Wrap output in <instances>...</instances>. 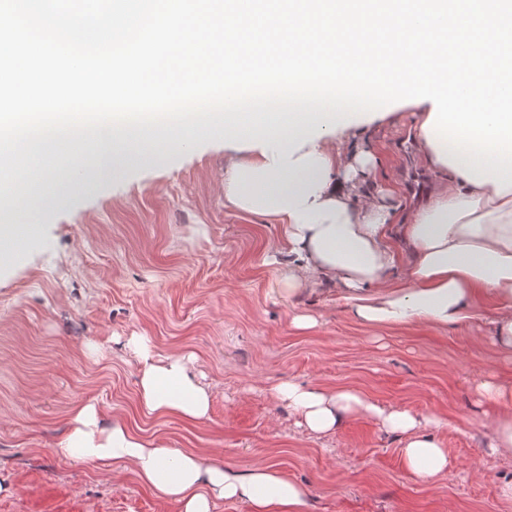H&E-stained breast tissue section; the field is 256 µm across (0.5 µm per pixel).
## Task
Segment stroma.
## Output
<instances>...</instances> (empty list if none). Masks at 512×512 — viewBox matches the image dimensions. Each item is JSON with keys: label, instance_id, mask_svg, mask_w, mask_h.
Here are the masks:
<instances>
[{"label": "stroma", "instance_id": "obj_1", "mask_svg": "<svg viewBox=\"0 0 512 512\" xmlns=\"http://www.w3.org/2000/svg\"><path fill=\"white\" fill-rule=\"evenodd\" d=\"M414 122L397 112L342 144L379 156L373 180L394 188L402 219L435 182ZM230 156L223 140H192L107 186L82 178L75 201L36 215L19 196L0 240V512H175L133 475L56 454L72 407L87 402L221 467L276 464L307 488L309 512H512V457L491 454L492 416L474 393L482 379L512 387V355L492 340L496 301L478 298L475 317L453 326L369 327L331 285L287 296L264 262L283 246L281 226L224 205ZM302 313L314 328L293 327ZM131 336L157 356L193 357L213 393L208 420L145 413ZM288 380L439 415L447 472L414 481L401 437L370 420L308 433L270 394Z\"/></svg>", "mask_w": 512, "mask_h": 512}]
</instances>
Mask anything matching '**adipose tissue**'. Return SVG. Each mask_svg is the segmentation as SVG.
<instances>
[{
    "label": "adipose tissue",
    "instance_id": "1",
    "mask_svg": "<svg viewBox=\"0 0 512 512\" xmlns=\"http://www.w3.org/2000/svg\"><path fill=\"white\" fill-rule=\"evenodd\" d=\"M372 122L369 116L293 114L259 130L225 129V143L239 154L224 171L225 204L281 225L288 259L276 272L289 291L326 281L365 325L444 327L469 318L475 297L488 293L500 305L493 341L512 353V178L471 166L469 158L450 154L445 140L418 131L419 145L441 179L428 203L397 223L389 203L392 187L361 193L379 164L377 155L359 150L347 157L333 144L336 135H358ZM395 237L403 251L393 248ZM128 347L140 363V401L147 414L209 418L211 390L189 360L155 358L139 336ZM475 389L498 409L489 434L492 453L512 456V390L485 380ZM271 394L287 402L298 426L317 436L335 434L357 418L401 435L406 470L417 481L431 482L448 468V450L437 436L445 422L438 415L383 407L352 389L290 381L273 386ZM70 424L61 455L116 478L133 472L177 512H214L220 500L243 502L248 512H308L306 489L274 465L231 472L200 453L137 435L121 420L100 427L91 404L75 405Z\"/></svg>",
    "mask_w": 512,
    "mask_h": 512
}]
</instances>
